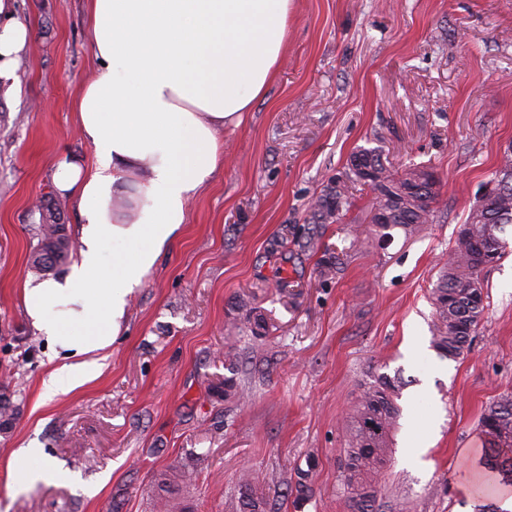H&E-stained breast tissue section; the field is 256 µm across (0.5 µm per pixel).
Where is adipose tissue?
Returning a JSON list of instances; mask_svg holds the SVG:
<instances>
[{"instance_id": "1", "label": "adipose tissue", "mask_w": 512, "mask_h": 512, "mask_svg": "<svg viewBox=\"0 0 512 512\" xmlns=\"http://www.w3.org/2000/svg\"><path fill=\"white\" fill-rule=\"evenodd\" d=\"M293 0H88L98 67L78 99L79 132L95 150L83 169L60 160L56 188L78 201L79 259L64 280H30L22 293L33 328L67 361L45 397L99 373L98 355L119 335L127 297L185 222V206L210 180L225 125L262 97L285 49ZM28 40L14 0H0V78L11 77ZM137 185V216L110 201ZM28 487L54 474L30 444L8 460Z\"/></svg>"}]
</instances>
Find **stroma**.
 <instances>
[{"instance_id": "stroma-1", "label": "stroma", "mask_w": 512, "mask_h": 512, "mask_svg": "<svg viewBox=\"0 0 512 512\" xmlns=\"http://www.w3.org/2000/svg\"><path fill=\"white\" fill-rule=\"evenodd\" d=\"M86 13L87 0H17L31 35L0 78V512H153L175 461L192 474L178 492L191 512H232L246 473L278 512H347L345 418L375 372L407 382L380 512H498L500 486L471 475L479 418L512 392V254L484 270L486 308L460 358L432 347L430 291L512 144V0H294L274 79L225 126L224 156L130 295L102 373L47 399L60 360L26 320L22 288L56 159L95 163L76 108L97 67ZM376 146L393 168L433 167L435 219L378 240L358 192L325 231L344 264L323 280L296 246L309 203ZM231 316L264 318L268 333L227 336ZM32 440L68 480L15 490L6 463ZM309 461L298 504L287 486Z\"/></svg>"}]
</instances>
